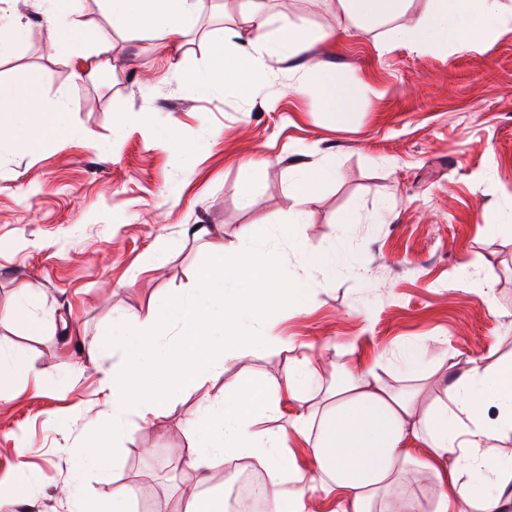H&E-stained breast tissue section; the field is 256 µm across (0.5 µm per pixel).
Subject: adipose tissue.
<instances>
[{
	"instance_id": "adipose-tissue-1",
	"label": "adipose tissue",
	"mask_w": 512,
	"mask_h": 512,
	"mask_svg": "<svg viewBox=\"0 0 512 512\" xmlns=\"http://www.w3.org/2000/svg\"><path fill=\"white\" fill-rule=\"evenodd\" d=\"M70 2L42 0L45 18L55 21L88 72L109 69L106 38L76 34L67 23ZM108 2L114 29L145 30L157 44L172 47L181 46L196 10V0H165L160 13L155 0ZM406 2L337 0V9L361 29L394 19L395 39L442 46L491 37L503 16L500 0H425L413 17ZM241 13L245 30H224V41L234 50L224 57L222 77L202 75L203 85L219 80L255 95L269 91L270 60L300 56L334 38L286 19L275 21L264 0H243ZM273 25L278 28L274 36L269 33ZM289 90L316 95L324 110L340 119L360 105L358 89L340 84L335 70L324 64L304 69ZM67 112L63 101L54 111H44L37 75L20 86L0 83V141L37 145L47 127L61 128ZM335 176L329 159L299 170L293 183L295 221L304 220L306 205ZM262 239L244 229L234 245L241 260L233 264L226 263L223 245H215L189 294L121 317L122 336L112 342L120 360L101 380L110 416L92 430L76 471L107 466L109 445L125 437L126 414L149 422L185 393L198 395L201 402L192 423L190 466H207L218 458L228 464L256 462L267 477V512H308L309 495L317 489L335 495L336 512H512V467L487 452L491 442L512 439V358L471 362L443 387L441 397L427 401L424 382L434 371L419 345L406 344L398 367L409 378L408 387L383 384L378 361L345 369L314 409L295 416L285 430L269 426L281 418L283 399L305 400L320 386L321 371L311 360L290 359L281 382L273 386L251 376L219 386L227 365L276 343L270 317L302 302V287L269 260ZM289 429L303 439L310 465L285 456L282 440ZM411 439L421 442V449L408 447ZM486 475L495 478L503 494H487ZM429 481L439 492L425 506L420 499Z\"/></svg>"
}]
</instances>
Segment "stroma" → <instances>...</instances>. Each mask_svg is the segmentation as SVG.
Returning <instances> with one entry per match:
<instances>
[{"label": "stroma", "mask_w": 512, "mask_h": 512, "mask_svg": "<svg viewBox=\"0 0 512 512\" xmlns=\"http://www.w3.org/2000/svg\"><path fill=\"white\" fill-rule=\"evenodd\" d=\"M502 4L509 14L494 37L439 48L393 40L392 20L360 30L332 0H271L273 17L338 32L304 61L362 88L340 125L315 95L289 94L298 72L288 60L272 62L271 94L199 91V73L223 67L215 51L241 0H198L175 60L147 34L113 30L104 0H74L79 33H103L111 46V71L81 81L40 0H0L26 22L23 39L0 34V80L39 73L45 109L66 100L74 131L33 148L0 145V347L41 370L36 386L0 382V486L28 492L0 512H71L76 451L103 419L113 315L188 292L212 244L235 260L230 247L248 227L282 228L273 257L307 289L301 309L277 316L287 347L250 354L225 382L245 372L280 380L305 355L330 384L348 360L392 361L404 342L427 345L431 362L452 353L461 369L512 354V0ZM328 156L334 181L292 223L295 174ZM246 185L254 204L240 196ZM352 211L359 223H346ZM193 224L211 225L209 240L187 234ZM329 248L342 260L331 282L301 262ZM29 285L36 331L15 317ZM83 340L103 346L98 363L81 355ZM197 407L183 394L149 423L130 418L114 467L84 473V499L127 485L130 512L161 501L184 512V480L211 493L233 486L222 461L189 466Z\"/></svg>", "instance_id": "35a3bbf8"}]
</instances>
